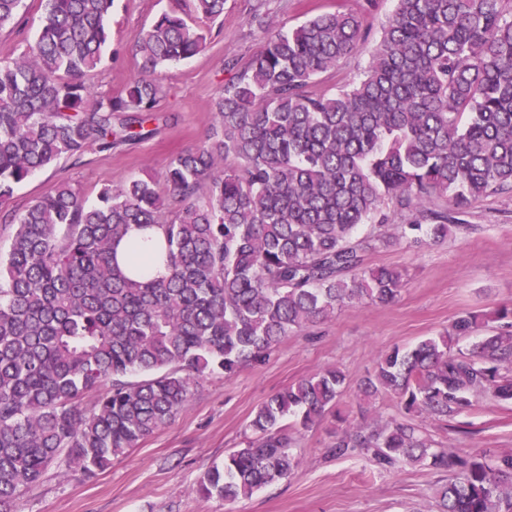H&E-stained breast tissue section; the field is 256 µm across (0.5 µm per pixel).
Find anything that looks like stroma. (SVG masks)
I'll return each instance as SVG.
<instances>
[{"mask_svg":"<svg viewBox=\"0 0 512 512\" xmlns=\"http://www.w3.org/2000/svg\"><path fill=\"white\" fill-rule=\"evenodd\" d=\"M25 3L23 30H0V65L26 52L36 35L41 0ZM182 6V0H114L106 20L112 53L94 81L95 91H121L137 73L133 47L138 36L162 12ZM257 6L269 23L287 29L334 10L336 0H226L222 19L194 22L208 34L204 49L159 73L164 96L158 110L165 121L156 136L109 152L90 150L78 165L61 159L21 184L12 207L23 210L60 182L95 200L101 188L161 174L176 153L207 141L215 123L211 102L229 77L226 61L247 64L263 47L262 34L252 22ZM393 8V0H380L376 9L362 12L368 41L333 73L323 75L316 90L335 92L359 75ZM463 218L481 225V232L465 241L449 237L418 250L379 248L368 253L369 264L404 270L406 285L394 303L339 310L332 320L283 338L263 362L245 366L228 379L220 373L207 376L188 408L167 427L93 478L66 477L50 467L42 483L18 500V512H435L440 474L425 466L381 470L359 453L336 458L328 456L327 448L346 425L398 414L396 399L369 403L359 395V385L379 355L444 332L461 312L485 314L512 302V194L488 197ZM326 367L345 375L340 415L296 433L299 464L293 475L233 503L201 498L200 474L242 446L257 408ZM416 422L436 441L465 455L512 452V401L480 398L469 412L447 421L421 415Z\"/></svg>","mask_w":512,"mask_h":512,"instance_id":"1","label":"stroma"}]
</instances>
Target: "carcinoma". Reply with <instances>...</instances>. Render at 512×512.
Returning <instances> with one entry per match:
<instances>
[{
	"label": "carcinoma",
	"instance_id": "cac0c4a2",
	"mask_svg": "<svg viewBox=\"0 0 512 512\" xmlns=\"http://www.w3.org/2000/svg\"><path fill=\"white\" fill-rule=\"evenodd\" d=\"M112 2L42 0L31 50L0 66V223L14 226L0 251V512H15L53 464L65 476L105 470L166 427L207 375L230 378L342 308L394 302L404 274L367 265L369 250L468 238L482 226L460 215L512 193V0H395L367 65L328 95L317 78L368 37L336 0L286 30L253 14L264 48L239 71L227 62L212 135L171 158L165 191L149 175L90 204L59 183L17 212L14 190L34 172L151 137L163 120L155 75L205 46L184 16L164 13L135 42L137 75L98 94ZM224 3L192 9L216 20ZM23 6L0 0V29L20 26ZM133 224L161 232L166 276L118 263ZM344 383L326 368L262 403L253 436L197 491L232 503L287 479L293 431L336 416ZM360 394L393 395L401 412L336 435L329 455L448 475L439 512H512V452L467 458L414 422L445 421L476 395L512 399L511 304L391 348Z\"/></svg>",
	"mask_w": 512,
	"mask_h": 512
}]
</instances>
